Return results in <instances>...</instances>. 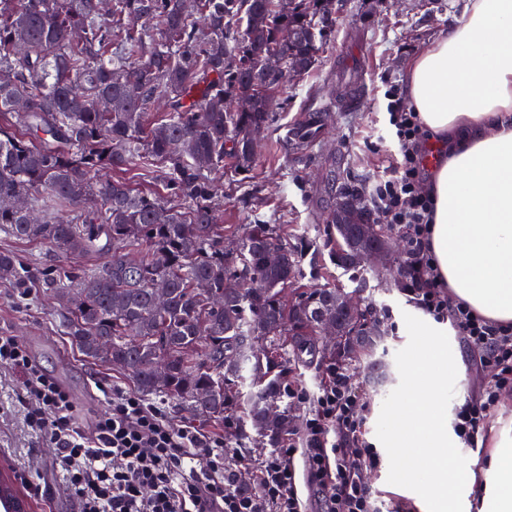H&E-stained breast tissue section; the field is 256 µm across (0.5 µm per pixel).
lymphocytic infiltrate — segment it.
I'll use <instances>...</instances> for the list:
<instances>
[{
  "instance_id": "1",
  "label": "lymphocytic infiltrate",
  "mask_w": 512,
  "mask_h": 512,
  "mask_svg": "<svg viewBox=\"0 0 512 512\" xmlns=\"http://www.w3.org/2000/svg\"><path fill=\"white\" fill-rule=\"evenodd\" d=\"M384 98L398 151L393 175L376 181L370 205L407 239L413 271L406 296L436 319L450 320L490 373L481 397L456 413V433L472 445L501 390L512 387V325L489 322L449 296L428 251L429 136L402 87L386 86ZM0 365L20 373L27 426L56 448L78 512H304L294 471L299 452L321 497V512H381L361 478L375 462L361 438L363 398L343 369L330 368L315 397V411L303 427V450L275 449L261 465V493L251 495L235 485L223 436L175 425L157 406L122 389L105 391L107 408L87 427L68 391L14 337L0 334Z\"/></svg>"
}]
</instances>
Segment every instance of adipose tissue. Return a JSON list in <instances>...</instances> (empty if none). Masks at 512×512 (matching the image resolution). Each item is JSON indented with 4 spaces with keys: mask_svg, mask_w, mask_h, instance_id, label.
<instances>
[{
    "mask_svg": "<svg viewBox=\"0 0 512 512\" xmlns=\"http://www.w3.org/2000/svg\"><path fill=\"white\" fill-rule=\"evenodd\" d=\"M406 97L447 146L432 171L429 251L448 293L497 324L512 323V0H466L461 17L409 65ZM433 337L404 378L387 446L406 449L435 512H512V427L473 467L452 426L450 390L465 378L455 344Z\"/></svg>",
    "mask_w": 512,
    "mask_h": 512,
    "instance_id": "adipose-tissue-1",
    "label": "adipose tissue"
}]
</instances>
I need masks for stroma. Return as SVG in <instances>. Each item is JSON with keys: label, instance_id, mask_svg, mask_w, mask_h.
Returning <instances> with one entry per match:
<instances>
[{"label": "stroma", "instance_id": "stroma-1", "mask_svg": "<svg viewBox=\"0 0 512 512\" xmlns=\"http://www.w3.org/2000/svg\"><path fill=\"white\" fill-rule=\"evenodd\" d=\"M464 0H332L336 26L319 63L304 77L287 82L280 92L274 120L261 136L255 164L245 176L225 177L221 224L243 230L254 219L287 224L323 244V219L334 196L354 187L369 193L376 179L387 174L389 147L380 134L388 127L387 83L403 84L409 62L426 50L460 16ZM308 112L325 115L327 129L305 155L284 148L287 126ZM334 282L366 293L383 312L388 332L382 363L402 376L427 346L414 328L423 313L403 295L400 283L364 267L357 271L331 268ZM0 331L14 336L42 369L70 393L84 424H91L104 404L97 388L131 389L116 371L88 362L68 336L60 310L45 289L19 296L0 281ZM353 384L366 401L362 438L379 458L366 470L372 496L394 508L403 504L422 512L423 497L413 496L417 484L397 477L399 467L381 444L387 413L397 400L398 385L379 391L366 368L351 372ZM17 372L0 366V457L18 478L40 481L53 496V512H76L55 467L56 450L28 430L20 402Z\"/></svg>", "mask_w": 512, "mask_h": 512}]
</instances>
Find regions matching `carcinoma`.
I'll return each instance as SVG.
<instances>
[{"label":"carcinoma","instance_id":"cac0c4a2","mask_svg":"<svg viewBox=\"0 0 512 512\" xmlns=\"http://www.w3.org/2000/svg\"><path fill=\"white\" fill-rule=\"evenodd\" d=\"M331 0H0V233L103 265H37L0 251V280L44 288L88 359L109 339L112 368L144 395H164L283 445L288 366L376 368L386 342L336 314L345 292L285 224L218 223L224 157L245 174L273 120L269 55L299 79L333 31ZM109 101L107 109L97 105ZM245 99L238 112L224 101ZM325 133L319 112L284 142L302 155ZM160 183L144 192L108 176ZM22 197L28 210L9 200ZM326 247L339 268L363 246L331 208ZM320 285L304 287V261ZM338 318L330 351L321 313Z\"/></svg>","mask_w":512,"mask_h":512}]
</instances>
